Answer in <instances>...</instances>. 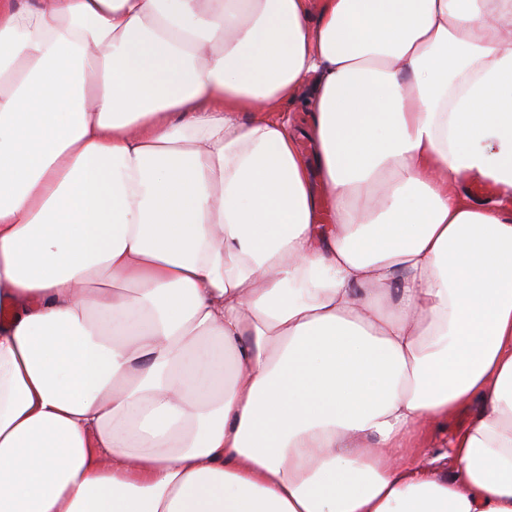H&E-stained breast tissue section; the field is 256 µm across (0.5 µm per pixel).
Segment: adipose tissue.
<instances>
[{"label":"adipose tissue","mask_w":512,"mask_h":512,"mask_svg":"<svg viewBox=\"0 0 512 512\" xmlns=\"http://www.w3.org/2000/svg\"><path fill=\"white\" fill-rule=\"evenodd\" d=\"M510 199L512 0H0V512H512ZM477 411L476 406L462 410L448 419V423L439 427L427 430L418 434L416 445L428 452H445L450 448L453 433L459 427L465 426L472 421Z\"/></svg>","instance_id":"adipose-tissue-1"}]
</instances>
